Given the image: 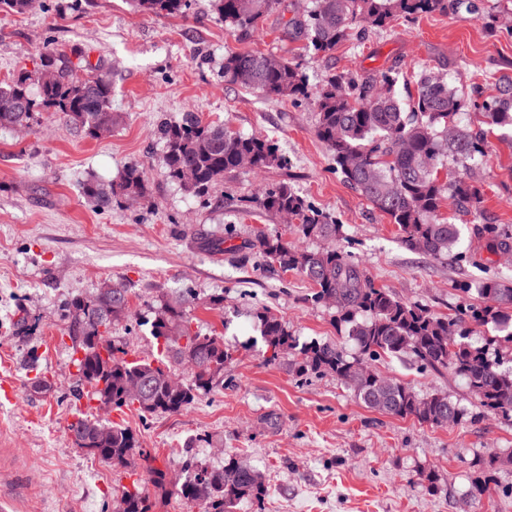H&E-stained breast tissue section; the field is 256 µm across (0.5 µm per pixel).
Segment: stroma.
I'll use <instances>...</instances> for the list:
<instances>
[{
  "mask_svg": "<svg viewBox=\"0 0 512 512\" xmlns=\"http://www.w3.org/2000/svg\"><path fill=\"white\" fill-rule=\"evenodd\" d=\"M311 0H281L248 44L238 42L212 0H192L187 14L156 17L128 0H43L23 15L0 13V82L35 72L45 47L82 54L112 77V109L122 116L111 135L85 137L61 116L44 114L25 137L0 130V507L5 512H114L132 480L77 448L68 425L76 399L71 342L64 328L70 297L106 280L125 282L137 313L160 300L193 294L195 330L220 333L233 354L217 386L177 414L142 418L134 408L110 421L133 429L156 467L179 472L186 463L223 464L235 457L259 469L268 487L261 506L237 512H457L474 474V456L512 451V422L484 412L452 373L418 372L408 360L373 363L421 395L434 392L465 408L469 421L431 426L367 408L327 373L298 377L294 359H270L254 314L268 308L299 341L331 342L354 353L336 327L335 311L312 301L313 284L294 272L269 269L256 246L259 233H279L303 248L279 217L262 213L259 187L287 183L341 226L340 243L377 286L409 303L448 315L462 297L459 282L512 279L473 235V215L444 202L442 217L461 229L458 252L442 259L407 249L396 225L337 173L315 134L307 103L263 98L226 83L224 55L241 48L290 56L298 44L285 23ZM310 83L327 74L426 67L449 74L466 105L461 123L477 126L472 102L512 84V0H474L450 13L397 19L352 38L321 58L301 57ZM196 113L245 135L273 138L287 164L224 179V192L201 202L170 183L161 164L159 121ZM486 156L470 177L484 191L483 207L512 225V132L488 134ZM144 164L148 201L96 211L81 193L90 178H118ZM224 298L223 309L204 308ZM113 342L130 357L156 354L157 343L135 320L114 322ZM42 375L46 388L32 384ZM434 469L437 492L418 484Z\"/></svg>",
  "mask_w": 512,
  "mask_h": 512,
  "instance_id": "stroma-1",
  "label": "stroma"
}]
</instances>
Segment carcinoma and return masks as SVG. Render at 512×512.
<instances>
[{"label": "carcinoma", "instance_id": "obj_1", "mask_svg": "<svg viewBox=\"0 0 512 512\" xmlns=\"http://www.w3.org/2000/svg\"><path fill=\"white\" fill-rule=\"evenodd\" d=\"M32 0H0V11L26 14ZM190 0H133L136 9L154 16L185 14ZM236 39L249 40L258 24L281 0H212ZM461 0H313V6L286 22L291 39L305 42L314 56L332 53L354 31L383 29L396 18L414 19L423 14L446 12ZM41 65L54 68V80L20 71L0 83V130L15 126L32 128L43 112L63 117L91 139L112 133L120 113L112 111V81L99 74L98 65L80 56L77 62L61 58L50 47L41 53ZM84 71L86 75L77 76ZM224 81L258 92L268 99L303 101L314 105L316 136L329 149L336 172L373 208L399 228L402 243L410 250L441 259L459 243L458 225L441 217V203L450 198L456 207L474 215L475 236L487 250L512 248V226L499 224L483 208L484 194L469 177L474 163L485 156L486 131L512 129V88L479 106L480 124L475 130L457 124L464 103L448 79L428 69L412 73L415 95L403 100L396 90L402 73L394 69L367 75L330 73L320 83H309L301 64L273 53L255 50L224 55ZM157 133L163 144L162 167L166 178L195 197H209L224 186V176L241 170L251 161V171L279 167L285 158L277 144L265 136H244L224 123L202 121L193 112L180 120L159 122ZM452 161L460 173L442 179L441 170ZM83 196L98 211L114 206L145 202L150 187L142 164L129 163L120 178L92 179L84 184ZM258 208L271 215L286 210L296 219L294 231L304 239L319 240L318 249H298L281 234H261L257 243L269 265L295 272L313 283L312 300L322 302L335 296L336 325L345 328L357 353L348 355L337 345L311 341L301 343L276 314H256L260 336L272 350L271 359L281 354L296 357L298 376L332 373L347 379L349 370L365 360L410 355L421 368L450 369L460 377L479 401L480 407L512 421V367L503 366V356H512V282L486 279L477 292L478 305L466 304L454 316H440L431 309L398 299L378 287L344 249L337 245L341 226L312 207L286 184L264 187L256 196ZM108 310L112 321L134 316L130 290L124 283H102L66 306V331L72 340L71 362L77 367L78 384L87 388L88 400L105 399L121 410L137 406L144 418L174 414L187 409L200 396L211 392L232 361L223 338L192 328L193 301L173 295L153 308L144 324L160 346L148 358H130L112 344L108 323L100 312ZM497 330L484 343L471 342L478 326ZM183 336L186 349L172 346L167 337ZM454 345L448 346V339ZM192 352L195 369L187 380L174 386L175 376L187 352ZM143 379L153 387L139 404L127 397L129 386ZM367 407L381 413L413 418L421 424H459L468 414L447 395H420L400 379L375 371L350 386ZM83 433L92 455L114 468L139 459L147 481L163 489L166 471L153 466L143 453L138 434L131 428L87 415L77 408L69 424ZM512 462V453L502 458L490 455L476 460L478 475L471 480L461 505L481 502L495 483L500 465ZM257 469L236 458L220 467L186 464L175 475V493L185 504L200 512H233L243 500L261 503L265 483H255ZM145 481V482H147ZM145 482L122 487L116 512H152L153 502Z\"/></svg>", "mask_w": 512, "mask_h": 512}]
</instances>
